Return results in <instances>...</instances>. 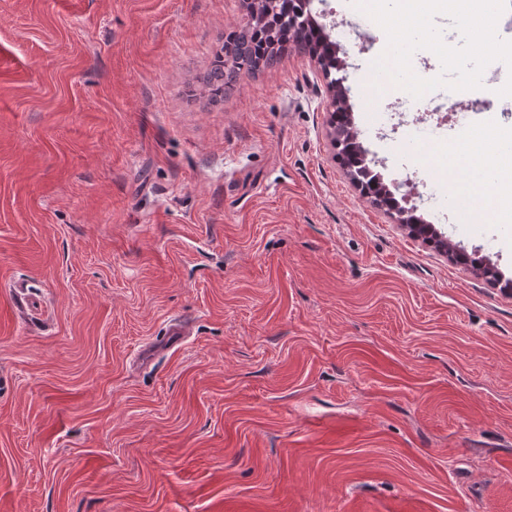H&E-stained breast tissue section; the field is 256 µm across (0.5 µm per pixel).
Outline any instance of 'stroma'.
Returning a JSON list of instances; mask_svg holds the SVG:
<instances>
[{
  "label": "stroma",
  "instance_id": "1",
  "mask_svg": "<svg viewBox=\"0 0 512 512\" xmlns=\"http://www.w3.org/2000/svg\"><path fill=\"white\" fill-rule=\"evenodd\" d=\"M314 9L339 70L291 49L214 101L244 0H0V512H512V295L351 182L334 78L385 183L445 171L419 101L359 109L383 29ZM496 90L443 134L512 163ZM416 213L512 279V224Z\"/></svg>",
  "mask_w": 512,
  "mask_h": 512
}]
</instances>
